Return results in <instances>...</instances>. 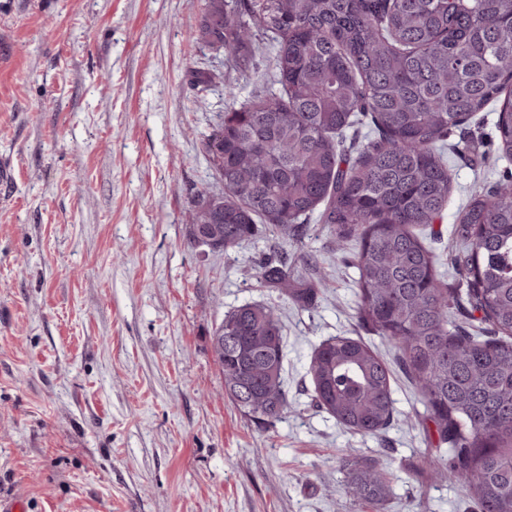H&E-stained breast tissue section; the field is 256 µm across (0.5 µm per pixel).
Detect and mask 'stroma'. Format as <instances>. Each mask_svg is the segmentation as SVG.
Wrapping results in <instances>:
<instances>
[{"instance_id":"obj_1","label":"stroma","mask_w":512,"mask_h":512,"mask_svg":"<svg viewBox=\"0 0 512 512\" xmlns=\"http://www.w3.org/2000/svg\"><path fill=\"white\" fill-rule=\"evenodd\" d=\"M202 0H0V495L28 512H477L433 482L424 407L402 372L381 433L339 426L313 401L315 348L352 336L393 351L359 319L356 271L315 218L279 242L267 225L228 252L190 246L185 216L217 189L201 141L216 113L272 80L274 52L243 73L193 45ZM197 69L223 73L199 92ZM499 102L451 134L453 190L420 229L456 287L458 212L512 178ZM285 260L329 288L307 310L258 277ZM250 301L280 311L290 408L257 420L224 392L215 327ZM392 475L375 507L346 492L345 462ZM498 154L500 157L512 160V119L508 113L500 109L497 122Z\"/></svg>"}]
</instances>
